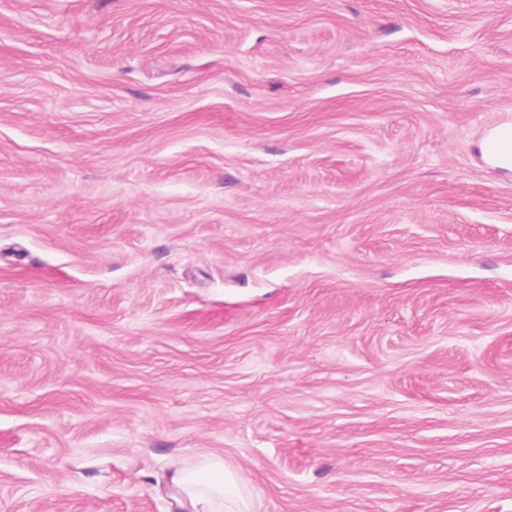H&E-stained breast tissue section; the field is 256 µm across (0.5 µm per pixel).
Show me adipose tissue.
<instances>
[{
    "label": "adipose tissue",
    "instance_id": "1",
    "mask_svg": "<svg viewBox=\"0 0 512 512\" xmlns=\"http://www.w3.org/2000/svg\"><path fill=\"white\" fill-rule=\"evenodd\" d=\"M479 153L491 168L512 174V120L485 131ZM167 483L177 512H254L255 499L237 472L216 455L201 456L194 466H172Z\"/></svg>",
    "mask_w": 512,
    "mask_h": 512
}]
</instances>
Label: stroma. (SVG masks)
Wrapping results in <instances>:
<instances>
[{
    "label": "stroma",
    "instance_id": "stroma-1",
    "mask_svg": "<svg viewBox=\"0 0 512 512\" xmlns=\"http://www.w3.org/2000/svg\"><path fill=\"white\" fill-rule=\"evenodd\" d=\"M512 0H0V512H512ZM479 153L491 168L512 174V120L508 119L485 131L478 144ZM167 483L176 512H254L255 499L237 472L216 455L192 467L172 466Z\"/></svg>",
    "mask_w": 512,
    "mask_h": 512
}]
</instances>
